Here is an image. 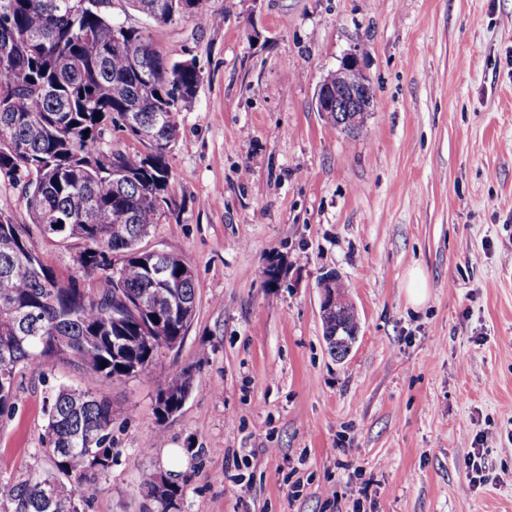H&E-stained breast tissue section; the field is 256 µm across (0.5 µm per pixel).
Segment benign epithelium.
Segmentation results:
<instances>
[{"label": "benign epithelium", "instance_id": "benign-epithelium-1", "mask_svg": "<svg viewBox=\"0 0 512 512\" xmlns=\"http://www.w3.org/2000/svg\"><path fill=\"white\" fill-rule=\"evenodd\" d=\"M364 72L359 55L350 51L346 53L336 69L320 85L316 94V109L327 117H336V130L352 134L365 122L373 104L371 85L359 80L356 75ZM336 273L325 274L322 280L320 312L321 316L336 313L345 318L341 326L331 327L328 339L336 345L335 356L345 358L359 332L358 311L349 296L333 288Z\"/></svg>", "mask_w": 512, "mask_h": 512}]
</instances>
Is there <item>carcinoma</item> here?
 <instances>
[{
  "label": "carcinoma",
  "instance_id": "carcinoma-1",
  "mask_svg": "<svg viewBox=\"0 0 512 512\" xmlns=\"http://www.w3.org/2000/svg\"><path fill=\"white\" fill-rule=\"evenodd\" d=\"M96 2L0 0V183L19 190L45 242L82 241L77 262L102 271L81 288L44 260L26 226L0 223V415L13 409L19 365L60 362L103 383L145 376L158 339L185 336L196 313L186 260L173 251L161 260L141 243L167 203L168 116L193 100L200 75ZM127 2L156 24L208 21L202 0ZM143 127L157 146L113 147L112 132L136 140ZM176 299L181 312L169 308ZM112 420L107 399L60 386L46 434L54 472L0 482V512H84L87 486L112 467ZM188 481L141 476L156 512H180Z\"/></svg>",
  "mask_w": 512,
  "mask_h": 512
}]
</instances>
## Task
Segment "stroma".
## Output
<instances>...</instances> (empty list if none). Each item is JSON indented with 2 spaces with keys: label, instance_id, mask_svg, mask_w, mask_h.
<instances>
[{
  "label": "stroma",
  "instance_id": "35a3bbf8",
  "mask_svg": "<svg viewBox=\"0 0 512 512\" xmlns=\"http://www.w3.org/2000/svg\"><path fill=\"white\" fill-rule=\"evenodd\" d=\"M209 23L114 21L192 62L168 205L143 241L181 253L197 311L148 376L101 383L19 366L0 416V479L53 468L47 408L78 385L112 405V467L85 512H148L142 472L189 449L182 512H512V0H203ZM357 51L367 131H336L316 93ZM288 260L278 287L261 269ZM428 297L407 296L411 269ZM360 318L330 354L319 282ZM193 371L181 409L159 390ZM483 439L486 481L465 460ZM249 481L250 495L239 493Z\"/></svg>",
  "mask_w": 512,
  "mask_h": 512
}]
</instances>
